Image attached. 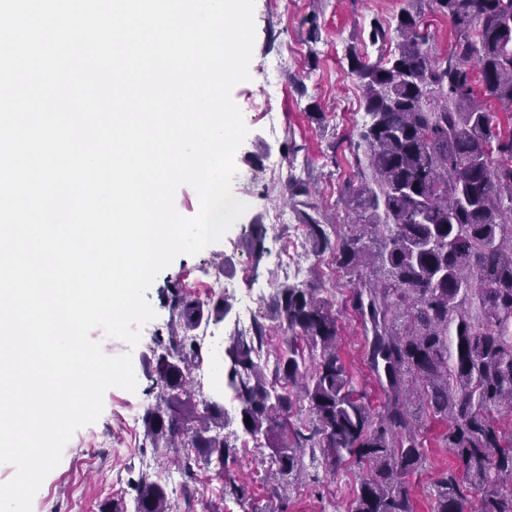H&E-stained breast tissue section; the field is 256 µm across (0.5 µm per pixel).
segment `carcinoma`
Here are the masks:
<instances>
[{"instance_id":"1","label":"carcinoma","mask_w":512,"mask_h":512,"mask_svg":"<svg viewBox=\"0 0 512 512\" xmlns=\"http://www.w3.org/2000/svg\"><path fill=\"white\" fill-rule=\"evenodd\" d=\"M429 2L453 23L448 54L429 46L411 4L393 30L371 26L370 42L393 41V51L368 62L347 50L368 117L354 134L356 175L339 188L352 214L347 232L332 241L308 183L285 180L308 255L332 251L355 276L349 305L386 397L381 410L357 389L339 353L336 309L313 280L283 282L271 296L283 348L270 349L260 321L224 348L243 431L272 449L277 498L310 462L333 476L358 470L352 512H414L410 478L428 464L427 413L459 462L432 482L431 512H512V0ZM265 235L252 225L258 260ZM172 309L167 335L156 337L145 432L187 479L201 462L222 476L235 444L224 435V406L196 390L193 372L203 363L195 331L224 319L226 304L178 289ZM293 390L308 403L300 428L288 426ZM134 491V512H172L149 476Z\"/></svg>"}]
</instances>
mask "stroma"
<instances>
[{
  "instance_id": "stroma-1",
  "label": "stroma",
  "mask_w": 512,
  "mask_h": 512,
  "mask_svg": "<svg viewBox=\"0 0 512 512\" xmlns=\"http://www.w3.org/2000/svg\"><path fill=\"white\" fill-rule=\"evenodd\" d=\"M404 4L405 0H255L253 69L249 81L232 90L249 128L235 153V166L254 176L247 185L234 181L233 191L249 193V208L220 241L198 255L177 257L158 275L146 294L157 316L146 324L135 350H128L121 340L104 337L102 331H92V339L101 342L106 354L131 353L138 387L133 393L119 388L105 393L101 417L74 434L60 464L35 495L32 512H68L76 496L83 500V512H102L107 503L117 499L132 504L134 483L142 472L151 469L169 473L164 487L174 512H349L358 478L346 469L333 477L320 468L307 469L303 482L290 488L287 503H280L267 481L271 454L267 448L252 452L234 448L223 477H216L213 468L201 466L195 480L184 481L178 465L152 448L144 434L143 417L153 402L154 338L173 317L170 296L175 285L193 291L203 271L214 270L219 262L234 285L224 294L228 315L224 321L210 323L203 334L207 351L223 348L234 329L241 296L261 295L259 313L267 315V297L285 276L280 249L305 233L295 207L281 197L282 180L268 175L274 163L287 165L292 176L306 180L324 213L335 216L337 233L345 232L347 213L336 203L337 192L354 174L352 142L363 122L362 116L346 110L349 100L360 97L346 52L348 47H355L370 61L388 54L392 43L371 45L367 30L375 19L392 23ZM313 12L319 22V38L314 42L301 24ZM278 212L285 213L287 219L279 225L277 238L266 239L262 259L254 260L244 235L251 225L270 224ZM332 260V254H323L318 268L327 296L339 313L340 352L356 380L366 387L370 405L376 408L383 396L364 363L360 320L346 305L349 279L341 271L330 274ZM424 428L428 466L412 478L415 512H431L428 487L440 470L456 463L454 456L435 441L438 423L426 421ZM94 434L103 436L102 446H89ZM226 480L244 486V498L223 495Z\"/></svg>"
}]
</instances>
